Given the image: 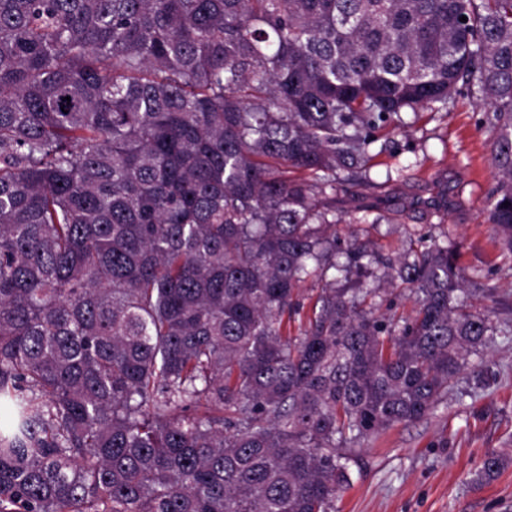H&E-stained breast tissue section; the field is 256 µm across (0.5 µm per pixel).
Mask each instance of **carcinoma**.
Wrapping results in <instances>:
<instances>
[{
	"label": "carcinoma",
	"instance_id": "1",
	"mask_svg": "<svg viewBox=\"0 0 512 512\" xmlns=\"http://www.w3.org/2000/svg\"><path fill=\"white\" fill-rule=\"evenodd\" d=\"M461 83L512 253V0H0V512H335L495 324L426 238L363 307L318 196ZM372 270L374 271V275L377 276H380L382 273L381 270L374 268ZM374 275L368 274L361 278H358L356 275H351L348 282L342 279L338 286L344 285L346 288H367L371 285L375 288H381L376 296L368 299V302L373 303L376 315H384L395 320L411 316L413 314V302L407 298L401 288H397L395 285L391 286L382 280L379 282Z\"/></svg>",
	"mask_w": 512,
	"mask_h": 512
}]
</instances>
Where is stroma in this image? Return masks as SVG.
I'll use <instances>...</instances> for the list:
<instances>
[{"label":"stroma","mask_w":512,"mask_h":512,"mask_svg":"<svg viewBox=\"0 0 512 512\" xmlns=\"http://www.w3.org/2000/svg\"><path fill=\"white\" fill-rule=\"evenodd\" d=\"M489 115L465 86L446 109L403 113L404 131L373 148L365 184L330 199L341 245L395 258L423 237L447 244L472 304L491 303L497 326L434 410L364 443L336 512H512V464L476 480L488 453L512 457V255L487 222L497 182ZM356 204L374 223H349Z\"/></svg>","instance_id":"35a3bbf8"}]
</instances>
